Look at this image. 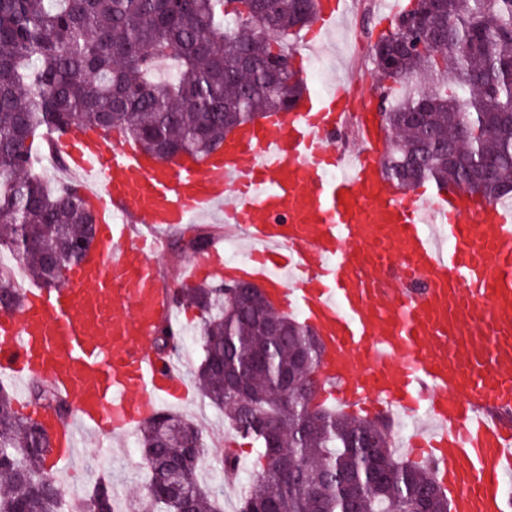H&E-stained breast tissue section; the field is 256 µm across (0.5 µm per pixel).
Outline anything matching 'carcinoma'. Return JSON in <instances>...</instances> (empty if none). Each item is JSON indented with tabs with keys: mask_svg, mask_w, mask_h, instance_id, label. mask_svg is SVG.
<instances>
[{
	"mask_svg": "<svg viewBox=\"0 0 512 512\" xmlns=\"http://www.w3.org/2000/svg\"><path fill=\"white\" fill-rule=\"evenodd\" d=\"M314 0H0V246L27 276L58 286L91 245L95 217L74 186L36 172V143L72 125L113 130L159 155L165 146L204 155L237 126L266 111L292 108L303 85L284 40L312 19ZM373 50L387 90L381 121L388 150L383 174L409 189L440 188L512 198V0H408ZM166 61L175 78L158 80ZM198 230L182 249L205 253ZM10 269L0 266V310L20 304ZM201 315L203 357L196 384L232 430L257 445L258 469L238 512H409L423 487L435 488L428 512H448L432 472L399 456L390 425L315 404L316 392L283 398L281 377L319 346L299 320L277 312L253 285L224 291L202 282L174 299ZM181 333L160 327V356ZM245 370L248 392H224V373ZM33 403L58 417L67 403L36 382ZM149 481L134 512H223L220 494L198 482L209 454L193 423L162 412L142 429ZM52 438L15 410L0 384V512H60L62 485L47 470ZM356 481L353 505L341 484ZM76 512H118L112 483L97 481Z\"/></svg>",
	"mask_w": 512,
	"mask_h": 512,
	"instance_id": "carcinoma-1",
	"label": "carcinoma"
}]
</instances>
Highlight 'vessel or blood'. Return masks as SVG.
I'll list each match as a JSON object with an SVG mask.
<instances>
[{
  "mask_svg": "<svg viewBox=\"0 0 512 512\" xmlns=\"http://www.w3.org/2000/svg\"><path fill=\"white\" fill-rule=\"evenodd\" d=\"M349 0H315L295 53L322 46ZM353 122L357 147L335 139ZM385 134L352 112L341 81L290 110L241 125L204 157H155L120 132L73 125L53 143L86 182L97 217L93 248L57 288H25L0 314V375L42 380L72 408L48 419L52 467L73 460L90 430L121 437L185 399L173 361L149 351L173 324V290L152 263L154 233L215 209L252 246L184 264L188 280L220 271L262 287L320 342L319 403L415 426L403 450L430 463L449 512H512V201L458 188L431 193L388 181ZM425 285L417 298L394 263Z\"/></svg>",
  "mask_w": 512,
  "mask_h": 512,
  "instance_id": "obj_1",
  "label": "vessel or blood"
}]
</instances>
